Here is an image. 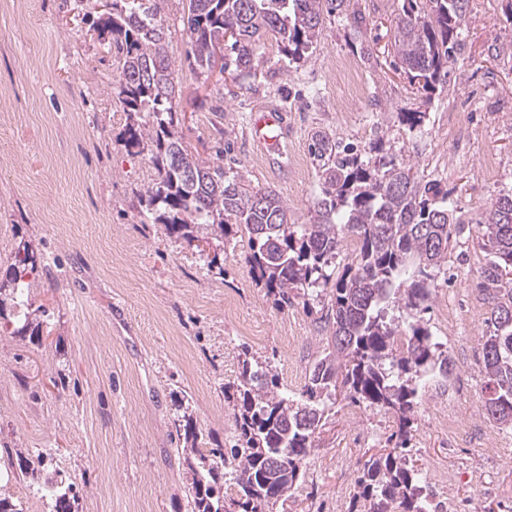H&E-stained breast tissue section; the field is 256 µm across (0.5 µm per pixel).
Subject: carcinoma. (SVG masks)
Listing matches in <instances>:
<instances>
[{
    "mask_svg": "<svg viewBox=\"0 0 512 512\" xmlns=\"http://www.w3.org/2000/svg\"><path fill=\"white\" fill-rule=\"evenodd\" d=\"M350 0H186L187 57L210 72L227 42L238 68H253L260 37L275 35L282 56L298 64L316 48L325 14L359 28L365 17ZM470 0H402L391 46L409 82L432 91L448 81ZM91 37L119 54L112 93L129 117L127 151L145 153L156 178L139 195L146 220L191 244L194 230L215 239L232 225L249 234L247 262L285 308L329 291L331 350L296 392L279 387L272 370L245 359L233 390L237 443L224 454L193 415L191 397L175 395V430L192 473L189 512H220L224 484L236 489L240 512H274L291 497L337 385L347 398L394 416L393 446L363 464L356 484L360 512H434L422 471L407 464L418 408L430 378L448 379V355L424 322L434 279L448 264V249L465 225L475 224L492 259L478 287L491 303L484 323L481 410L512 427V191L466 215L441 180H422L413 166L379 138L360 149L327 134L315 135L311 154L320 192L310 224H290L288 206L273 191H250L244 176L193 155L173 128L175 84L157 0H109L90 22ZM149 121L140 122L142 116ZM359 248L343 270L336 257L348 237ZM41 255L22 242L0 276V320H14L12 335L40 341L46 310L33 308L30 275ZM17 476L37 485L50 512H72L73 487L59 479L49 455L9 459Z\"/></svg>",
    "mask_w": 512,
    "mask_h": 512,
    "instance_id": "obj_1",
    "label": "carcinoma"
}]
</instances>
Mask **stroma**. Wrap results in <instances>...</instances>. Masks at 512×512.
Returning a JSON list of instances; mask_svg holds the SVG:
<instances>
[{"label": "stroma", "instance_id": "obj_1", "mask_svg": "<svg viewBox=\"0 0 512 512\" xmlns=\"http://www.w3.org/2000/svg\"><path fill=\"white\" fill-rule=\"evenodd\" d=\"M350 6L366 17L361 31L329 16L298 67L269 35L252 70L206 77L185 59L183 0H160L177 136L201 160L243 174L250 190L275 191L292 224L313 220L320 183L308 147L317 132L358 146L385 137L419 177L443 180L478 214L512 188V0H472L448 83L430 94L392 66L399 0ZM364 44L377 61L361 59ZM343 61L358 67L361 93L349 103L336 77ZM118 74L117 57L91 40L68 0H0V268L26 241L55 274L32 290L50 313L40 343L0 328V471L9 455L48 453L78 512H187L191 474L173 392L191 395L198 423L231 447L224 386L238 376L242 350L280 386L299 389L330 341L328 299L279 307L246 261V230L225 241L218 275L200 270L197 250L163 225L145 223L137 196L155 171L122 142ZM264 105L288 112L287 157H266L247 136L251 111ZM414 111L426 115L416 130L389 120ZM223 146L228 155H218ZM488 154L490 178L478 168ZM488 259L478 230L453 240L425 315L453 370L426 387L410 456L447 512L512 506V428L481 412L489 303L477 283ZM451 416L462 428H447ZM393 430L390 415L337 398L277 512H349L357 468Z\"/></svg>", "mask_w": 512, "mask_h": 512}]
</instances>
